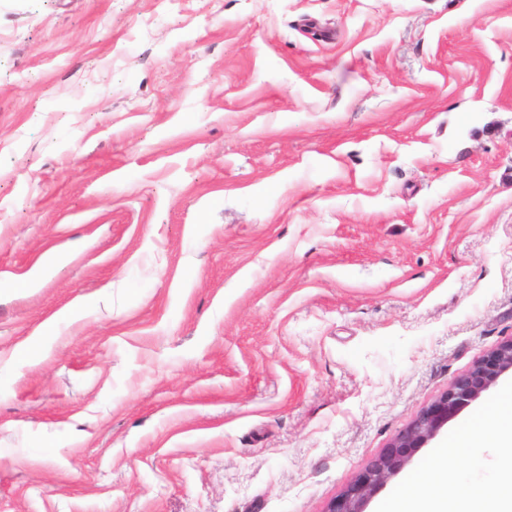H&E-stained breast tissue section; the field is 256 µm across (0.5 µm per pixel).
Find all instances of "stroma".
I'll return each mask as SVG.
<instances>
[{"label":"stroma","instance_id":"1","mask_svg":"<svg viewBox=\"0 0 512 512\" xmlns=\"http://www.w3.org/2000/svg\"><path fill=\"white\" fill-rule=\"evenodd\" d=\"M510 338L512 0H0V512H323Z\"/></svg>","mask_w":512,"mask_h":512}]
</instances>
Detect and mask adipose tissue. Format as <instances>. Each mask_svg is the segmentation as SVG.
Here are the masks:
<instances>
[{"label":"adipose tissue","instance_id":"adipose-tissue-1","mask_svg":"<svg viewBox=\"0 0 512 512\" xmlns=\"http://www.w3.org/2000/svg\"><path fill=\"white\" fill-rule=\"evenodd\" d=\"M492 417L476 415L460 432L451 434L446 448L436 449L429 476L412 490H400L383 501L379 512H472V501L483 498L482 485L462 488L450 474L447 451L467 449L474 463H481L484 449H494L502 473L497 479L492 512H512V387L502 389L491 403Z\"/></svg>","mask_w":512,"mask_h":512}]
</instances>
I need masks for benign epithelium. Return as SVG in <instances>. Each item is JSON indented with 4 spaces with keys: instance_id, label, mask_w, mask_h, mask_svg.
<instances>
[{
    "instance_id": "obj_1",
    "label": "benign epithelium",
    "mask_w": 512,
    "mask_h": 512,
    "mask_svg": "<svg viewBox=\"0 0 512 512\" xmlns=\"http://www.w3.org/2000/svg\"><path fill=\"white\" fill-rule=\"evenodd\" d=\"M509 371L512 372V338L479 357L445 392L423 407L378 456L328 501L324 512H365L366 504L410 463L418 449L426 447L448 422Z\"/></svg>"
}]
</instances>
